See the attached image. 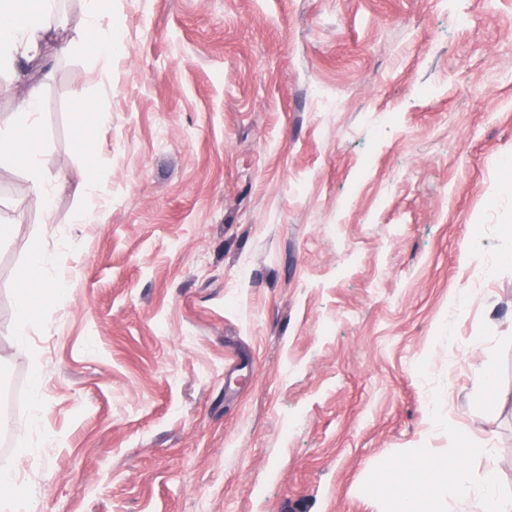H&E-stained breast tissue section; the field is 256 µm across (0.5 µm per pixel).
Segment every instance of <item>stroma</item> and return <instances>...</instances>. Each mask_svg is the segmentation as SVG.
I'll list each match as a JSON object with an SVG mask.
<instances>
[{
  "mask_svg": "<svg viewBox=\"0 0 512 512\" xmlns=\"http://www.w3.org/2000/svg\"><path fill=\"white\" fill-rule=\"evenodd\" d=\"M86 11L0 72L54 198L0 159L21 512H388L383 470L455 458L436 415L512 497V0H112L108 58L64 50ZM45 264V260L40 253L34 254L30 259L31 275L28 279L26 292L21 297L17 305V318L13 328V336L16 343L21 346L25 343L28 330L35 327L42 321V315L38 308L31 302V294L29 292H36L41 290H52L57 292V289H44L46 288L45 283L38 276V271L42 270Z\"/></svg>",
  "mask_w": 512,
  "mask_h": 512,
  "instance_id": "obj_1",
  "label": "stroma"
}]
</instances>
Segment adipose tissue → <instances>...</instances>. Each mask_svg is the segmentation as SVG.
Returning a JSON list of instances; mask_svg holds the SVG:
<instances>
[{
  "label": "adipose tissue",
  "mask_w": 512,
  "mask_h": 512,
  "mask_svg": "<svg viewBox=\"0 0 512 512\" xmlns=\"http://www.w3.org/2000/svg\"><path fill=\"white\" fill-rule=\"evenodd\" d=\"M56 14V0H0V69L9 67L19 50L37 55L48 31L47 21ZM39 106L37 89H30L17 123L0 125V157L23 156L36 174L41 171L44 153L43 141L34 133ZM44 264L41 254H34L30 259L29 293L18 302L13 328V336L20 344L24 343L29 329L42 320L40 310L29 295L44 286L38 275ZM448 431L462 445L463 460L454 464H418L402 482L385 476L381 490L391 501L392 512H425L423 504L431 498L437 483L450 488L453 497L460 501L479 495L481 512H512V500L503 498L498 491L497 460L491 449L485 448L466 430L452 425ZM472 458L482 461V473L471 471L468 461Z\"/></svg>",
  "instance_id": "adipose-tissue-1"
}]
</instances>
